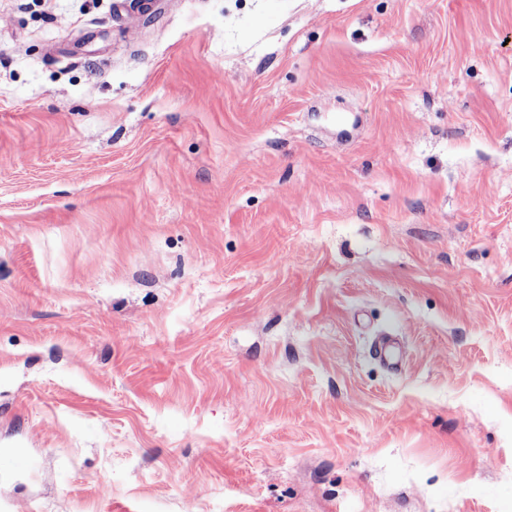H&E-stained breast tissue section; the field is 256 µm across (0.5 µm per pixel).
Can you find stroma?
Wrapping results in <instances>:
<instances>
[{"label": "stroma", "instance_id": "1", "mask_svg": "<svg viewBox=\"0 0 512 512\" xmlns=\"http://www.w3.org/2000/svg\"><path fill=\"white\" fill-rule=\"evenodd\" d=\"M0 512H512V0H0Z\"/></svg>", "mask_w": 512, "mask_h": 512}]
</instances>
